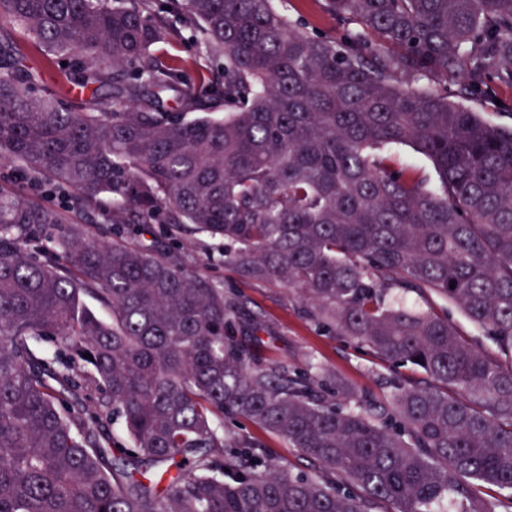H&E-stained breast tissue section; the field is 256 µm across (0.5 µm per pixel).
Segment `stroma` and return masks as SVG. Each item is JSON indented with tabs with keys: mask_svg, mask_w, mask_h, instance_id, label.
Here are the masks:
<instances>
[{
	"mask_svg": "<svg viewBox=\"0 0 512 512\" xmlns=\"http://www.w3.org/2000/svg\"><path fill=\"white\" fill-rule=\"evenodd\" d=\"M275 4L289 20L303 23L309 33L336 38L347 31H359L366 40L375 38L371 31H360L357 24L339 23L327 10L326 0H275ZM185 36L182 24L174 23L169 38L155 46V54L171 68L179 70L183 84L196 85L213 79L215 73L206 60L204 49L187 42ZM0 39L14 42L23 65L39 71L40 84L46 93L65 103L77 100L81 90L74 75L75 62H60L34 44L17 26L1 28ZM468 105L484 113L491 122L512 127L511 84H492L484 93L471 97ZM0 184L13 187L31 201L64 210L70 222L83 226L87 240L134 245L175 244L186 267L201 272L238 296L241 309L234 333L263 363H281L300 369L307 358L312 357L322 363L346 390L375 398L384 394L387 381L395 378L407 381L413 377L411 369L392 366L356 340L320 327L306 315L303 302L287 285L251 278L236 266L225 263L206 235L186 231L173 241L165 224L154 225L152 233L144 235L129 228L116 232L111 225L105 224L100 212L75 200L72 193L53 192L46 183H35L33 173L27 172L25 165L17 161L0 162ZM258 318L265 325L261 333L254 329V321ZM235 429L250 436L280 464L296 472L307 470L308 464L298 449L289 447L283 438L244 420L237 422Z\"/></svg>",
	"mask_w": 512,
	"mask_h": 512,
	"instance_id": "1",
	"label": "stroma"
}]
</instances>
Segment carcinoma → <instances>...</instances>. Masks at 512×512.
<instances>
[{"mask_svg":"<svg viewBox=\"0 0 512 512\" xmlns=\"http://www.w3.org/2000/svg\"><path fill=\"white\" fill-rule=\"evenodd\" d=\"M326 3L378 41L312 35L274 0H0V29L78 56L91 89L49 97L0 44V160L144 232L237 245L228 262L419 379L338 404L317 363H254L239 298L175 247L90 243L73 225L34 259L24 239L66 218L0 187V512H512V128L462 103L512 84V0ZM168 15L221 79L179 88L153 54ZM176 89L183 112L164 105ZM397 145L432 162L435 186ZM226 418L282 437L309 471ZM431 301L432 305L437 309H448V317L458 326L464 335H480V331L470 323L454 305L448 304L443 299L436 296H434Z\"/></svg>","mask_w":512,"mask_h":512,"instance_id":"carcinoma-1","label":"carcinoma"}]
</instances>
